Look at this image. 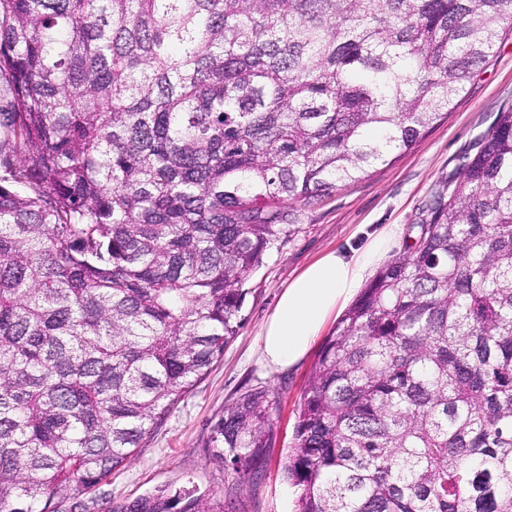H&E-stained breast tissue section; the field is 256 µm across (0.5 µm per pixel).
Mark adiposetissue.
<instances>
[{"mask_svg": "<svg viewBox=\"0 0 512 512\" xmlns=\"http://www.w3.org/2000/svg\"><path fill=\"white\" fill-rule=\"evenodd\" d=\"M392 235L380 233L362 248L330 251L308 265L280 295L258 341L261 359L279 371L310 351L327 320L355 293L390 249Z\"/></svg>", "mask_w": 512, "mask_h": 512, "instance_id": "ef3b65f1", "label": "adipose tissue"}]
</instances>
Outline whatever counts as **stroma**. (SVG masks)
Instances as JSON below:
<instances>
[{
  "mask_svg": "<svg viewBox=\"0 0 512 512\" xmlns=\"http://www.w3.org/2000/svg\"><path fill=\"white\" fill-rule=\"evenodd\" d=\"M512 100V33H504L495 57L478 69L447 120L410 149L368 176L309 203L287 205V225L249 278L241 328L224 355L138 448L125 468L97 488L68 492L78 512H106L110 501L134 498L190 480L223 499L226 512H295L297 490L281 467L293 443L295 412L318 349L284 372L261 364L257 339L284 288L327 251L363 246L369 235L396 226L392 253L403 251L419 211L469 142L486 131L500 104ZM266 387L278 402L272 444L250 474L213 461L211 431L226 405L245 391Z\"/></svg>",
  "mask_w": 512,
  "mask_h": 512,
  "instance_id": "35a3bbf8",
  "label": "stroma"
}]
</instances>
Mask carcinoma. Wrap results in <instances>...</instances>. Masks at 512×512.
<instances>
[{
	"mask_svg": "<svg viewBox=\"0 0 512 512\" xmlns=\"http://www.w3.org/2000/svg\"><path fill=\"white\" fill-rule=\"evenodd\" d=\"M512 0H0V512L64 509L206 376L309 202L448 118ZM326 337L297 512H512V101ZM276 402L212 428L247 472ZM107 512H225L194 487Z\"/></svg>",
	"mask_w": 512,
	"mask_h": 512,
	"instance_id": "obj_1",
	"label": "carcinoma"
}]
</instances>
